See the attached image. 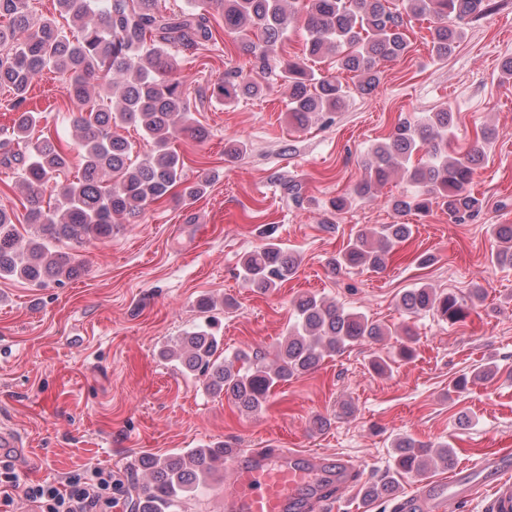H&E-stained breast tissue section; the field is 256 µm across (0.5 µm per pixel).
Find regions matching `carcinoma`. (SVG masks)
<instances>
[{"instance_id": "obj_1", "label": "carcinoma", "mask_w": 512, "mask_h": 512, "mask_svg": "<svg viewBox=\"0 0 512 512\" xmlns=\"http://www.w3.org/2000/svg\"><path fill=\"white\" fill-rule=\"evenodd\" d=\"M210 2L192 0L181 13L167 14L159 10L158 0H57L59 12L69 16L77 30L70 37L52 19L32 24L28 0H0V21H7L0 24V85L14 94L13 147L3 152L0 162L18 166L27 191L25 221L36 227V235L24 244L14 213L0 209V279L44 286L76 275L80 265L51 244L104 242L112 238L114 217L141 212L181 182L184 161L171 148V140L180 131L198 141L208 133L191 117L182 83L174 76L178 61L172 49L196 50L215 40L207 16ZM220 2L224 31L236 35L250 63L248 74L224 72L218 84L224 103L269 90L271 84L256 81L254 73L278 78L288 86V112L299 127L315 115L340 109L352 87L364 95L376 90L384 64L407 52L406 29L412 20L429 21L433 54L443 59L461 38L462 23L491 10L490 0H402L400 9L391 8L388 0H306L305 51L312 57L336 56L340 68L355 78L349 87L337 76H318L298 62L281 60L279 44L294 19L287 0ZM46 68L68 76L66 96L76 105L72 124L80 133L82 164L73 180H59L69 166L68 154L49 138L33 139L41 113L26 107L27 93L34 75ZM101 80L119 86V95L104 99L96 94ZM127 124L139 127L154 144L138 162L130 158L131 144L116 132ZM454 127V113L447 109L399 123L389 141L371 149L354 198L371 197L376 186L399 169L409 189L392 200L395 213L426 212L435 205L458 221L479 216L482 202L469 186L483 161V147L448 155ZM418 152L424 160L410 165ZM50 182L55 203L45 206L42 191ZM411 233V225L399 222L383 224L376 233L362 232L333 265L380 270L388 252ZM492 234L497 245L491 262L512 266V224H494ZM297 264L293 253L274 242L239 260L244 281L263 291L288 280ZM399 303L408 313L431 312L446 322L465 315L456 294L426 286L406 290ZM293 314L296 322L269 363L252 362L239 353L224 356V342L210 320L185 331L160 356L178 361L207 393L222 395L252 413L262 409L277 386L314 369L324 358L392 335L362 313L311 295L295 300ZM499 374L498 366L486 364L462 376L455 388L463 390L472 381ZM391 447L393 465L386 477L365 487L370 500L392 496L396 477L420 478L431 462L449 463L455 454L448 443L428 448L408 436L395 438ZM219 464H224L222 448L142 458L143 478L133 485L131 512H184L186 501L208 488Z\"/></svg>"}]
</instances>
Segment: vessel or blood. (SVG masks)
I'll use <instances>...</instances> for the list:
<instances>
[{"mask_svg": "<svg viewBox=\"0 0 512 512\" xmlns=\"http://www.w3.org/2000/svg\"><path fill=\"white\" fill-rule=\"evenodd\" d=\"M512 465L503 456L484 457L464 471L422 485L403 499L402 512H446L449 502L475 497L488 477ZM224 512H324L338 487L352 484L353 467L317 452L264 449L234 452Z\"/></svg>", "mask_w": 512, "mask_h": 512, "instance_id": "1", "label": "vessel or blood"}]
</instances>
